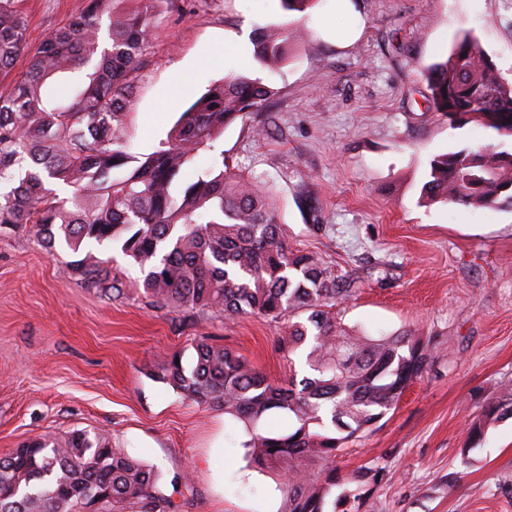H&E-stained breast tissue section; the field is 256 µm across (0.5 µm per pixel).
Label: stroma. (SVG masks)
Listing matches in <instances>:
<instances>
[{
	"label": "stroma",
	"instance_id": "obj_1",
	"mask_svg": "<svg viewBox=\"0 0 512 512\" xmlns=\"http://www.w3.org/2000/svg\"><path fill=\"white\" fill-rule=\"evenodd\" d=\"M77 3L21 0L28 51ZM279 23L306 35L272 72L250 38ZM461 31L512 80V0H347L342 12L319 0L305 16L279 0H159L123 118L129 152L148 154L209 85L262 78L274 97L227 126L185 178L221 166L268 189L289 246L356 278L336 307L345 325L428 341L422 377L336 459L358 512H512V418L488 425L476 449L466 437L512 386V211L419 202L435 156L512 149V133L450 122L432 102L421 70ZM101 255L122 298L69 280L66 247L47 250L25 225L0 230V457L42 435L102 432L155 467L178 512H278L280 470L246 459L222 409L185 399L156 374L164 353L192 360L211 336L269 380L285 379L279 323L156 307L131 259ZM460 470L464 481L449 488Z\"/></svg>",
	"mask_w": 512,
	"mask_h": 512
}]
</instances>
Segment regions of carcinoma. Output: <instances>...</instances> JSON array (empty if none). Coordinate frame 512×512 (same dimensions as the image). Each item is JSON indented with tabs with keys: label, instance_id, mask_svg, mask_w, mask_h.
I'll return each instance as SVG.
<instances>
[{
	"label": "carcinoma",
	"instance_id": "cac0c4a2",
	"mask_svg": "<svg viewBox=\"0 0 512 512\" xmlns=\"http://www.w3.org/2000/svg\"><path fill=\"white\" fill-rule=\"evenodd\" d=\"M80 0L64 24L28 55L26 74L0 94V228L31 225L49 246L77 255L69 279L108 297L125 294L108 261L84 241L120 247L138 265L144 294L192 316L258 313L282 324L279 348L302 350L308 373L275 384L221 344L202 339L187 365L179 352L161 359L158 378L187 398L218 407L240 424L241 447L261 467L282 470L279 512H353L356 497L336 478L338 452L395 407L424 373L428 345L412 331L374 338L348 329L336 301L356 292L313 253L293 250L268 191L241 175L207 169L178 185L184 168L224 128L268 102L273 88L237 75L212 85L181 112L150 154L126 150L122 118L151 29L156 0ZM301 33L268 25L252 35L263 68L285 64ZM25 23L15 0H0V76L25 54ZM437 110L469 123L512 131V82L468 32L423 71ZM76 188L59 199L49 185ZM421 202L512 211V151L466 147L429 163ZM293 416L290 431L259 430L273 412ZM512 417V388L485 405L467 427L468 449L488 424ZM320 465L318 475L307 463ZM175 512L157 488L154 468L112 447L108 437L76 430L30 439L0 458V512Z\"/></svg>",
	"mask_w": 512,
	"mask_h": 512
}]
</instances>
